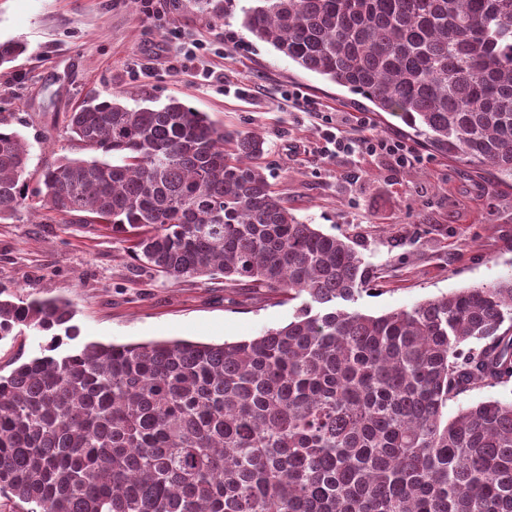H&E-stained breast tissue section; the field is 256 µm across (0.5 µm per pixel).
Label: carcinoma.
<instances>
[{
  "label": "carcinoma",
  "instance_id": "carcinoma-1",
  "mask_svg": "<svg viewBox=\"0 0 512 512\" xmlns=\"http://www.w3.org/2000/svg\"><path fill=\"white\" fill-rule=\"evenodd\" d=\"M221 15L234 0H198ZM242 25L400 118L451 161L512 184V0H251ZM27 52L0 42V66ZM94 94L66 116L87 158L45 166L0 116V221L24 206L99 224L168 280L222 275L303 299L234 342H87L67 302L0 285V341L51 333L0 375L12 512H512V274L369 315L371 265L271 189L263 137L176 97ZM489 397L510 400L512 398V380L495 388L475 390L461 395L456 401L448 404V416L455 414L460 406L471 405Z\"/></svg>",
  "mask_w": 512,
  "mask_h": 512
}]
</instances>
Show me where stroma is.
Instances as JSON below:
<instances>
[{"instance_id":"obj_1","label":"stroma","mask_w":512,"mask_h":512,"mask_svg":"<svg viewBox=\"0 0 512 512\" xmlns=\"http://www.w3.org/2000/svg\"><path fill=\"white\" fill-rule=\"evenodd\" d=\"M153 16L128 0H0V42L26 53L0 67V112L30 144V188L38 172L80 149L64 129L67 112L95 91L132 92L133 103L176 97L227 129L256 131L274 189L301 221L349 239L376 279L355 309L380 315L512 273V188L488 173L428 152L425 165L393 174L363 155L326 158L318 126L282 97L297 85L325 111H359L345 88L306 71L241 25L201 10L196 0H154ZM180 38H171V30ZM213 49L205 82L197 65H178L183 44ZM248 88L238 96L225 85ZM362 170L359 181L349 180ZM0 282L22 294L69 300L77 343L162 339L220 343L284 325L295 305L286 295L223 277L169 281L131 258L103 227L43 224L27 209L0 222Z\"/></svg>"}]
</instances>
